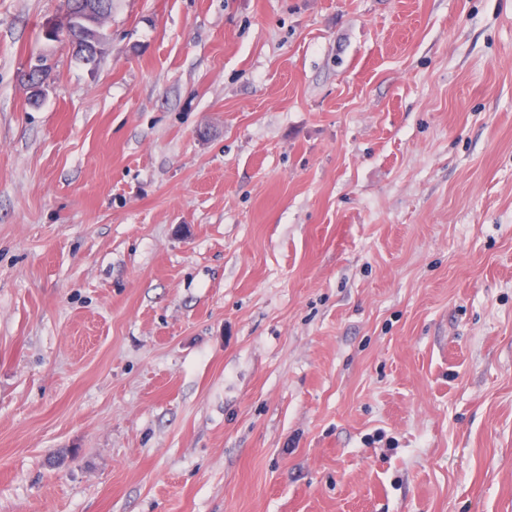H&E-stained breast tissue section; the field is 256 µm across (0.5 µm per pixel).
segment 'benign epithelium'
<instances>
[{"label":"benign epithelium","mask_w":512,"mask_h":512,"mask_svg":"<svg viewBox=\"0 0 512 512\" xmlns=\"http://www.w3.org/2000/svg\"><path fill=\"white\" fill-rule=\"evenodd\" d=\"M111 15L110 0H68L62 20L47 30L46 35L68 43L93 66L104 41L103 25Z\"/></svg>","instance_id":"benign-epithelium-1"}]
</instances>
